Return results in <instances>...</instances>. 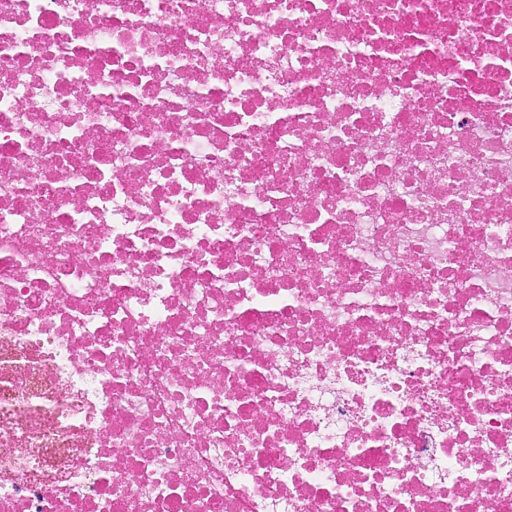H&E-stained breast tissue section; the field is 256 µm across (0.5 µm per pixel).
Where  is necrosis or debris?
I'll return each instance as SVG.
<instances>
[{
	"mask_svg": "<svg viewBox=\"0 0 512 512\" xmlns=\"http://www.w3.org/2000/svg\"><path fill=\"white\" fill-rule=\"evenodd\" d=\"M0 512H512V0H0Z\"/></svg>",
	"mask_w": 512,
	"mask_h": 512,
	"instance_id": "1",
	"label": "necrosis or debris"
}]
</instances>
